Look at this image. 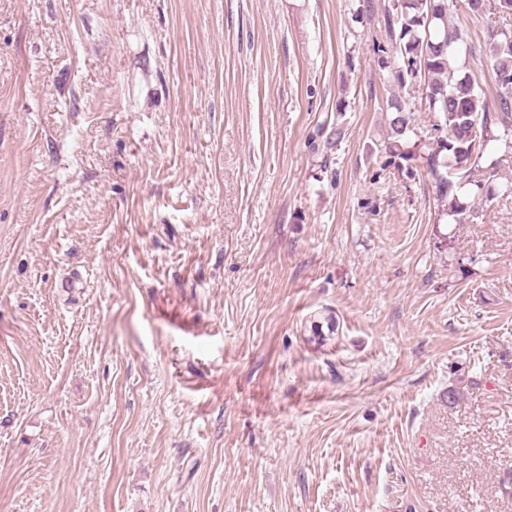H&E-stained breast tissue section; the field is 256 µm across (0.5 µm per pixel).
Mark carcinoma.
<instances>
[{
	"label": "carcinoma",
	"mask_w": 512,
	"mask_h": 512,
	"mask_svg": "<svg viewBox=\"0 0 512 512\" xmlns=\"http://www.w3.org/2000/svg\"><path fill=\"white\" fill-rule=\"evenodd\" d=\"M481 15L493 10L486 40H468L459 11ZM396 59L392 77L399 88L418 91L421 106L433 115L430 126L415 124L408 100L392 95L386 103V164L430 180L442 214L462 223L473 216L465 199L512 196V179L500 180L498 163L481 165L491 141L512 150V0H391L379 20ZM465 46L492 61L494 93L469 74L453 76L449 59ZM338 330L336 317L319 313L311 322L310 341L319 345Z\"/></svg>",
	"instance_id": "carcinoma-1"
}]
</instances>
